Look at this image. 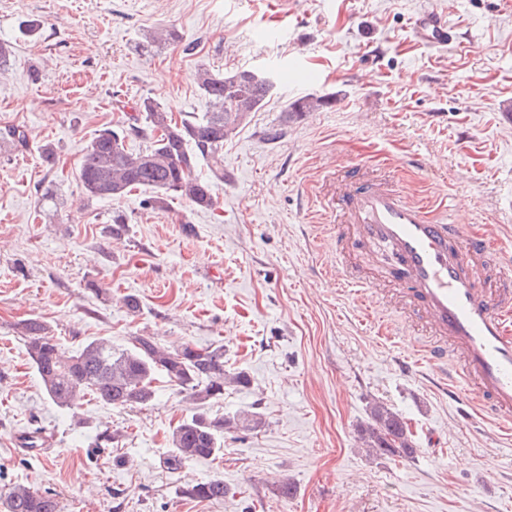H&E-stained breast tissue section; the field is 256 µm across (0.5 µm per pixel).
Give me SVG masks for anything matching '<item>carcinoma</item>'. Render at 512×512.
Listing matches in <instances>:
<instances>
[{"label":"carcinoma","instance_id":"cac0c4a2","mask_svg":"<svg viewBox=\"0 0 512 512\" xmlns=\"http://www.w3.org/2000/svg\"><path fill=\"white\" fill-rule=\"evenodd\" d=\"M182 41L178 29L161 27L150 34L148 44L171 46ZM195 82L208 100V111L186 112L176 118L171 109L145 97L126 114L124 124L99 131L86 147L79 169L88 199L116 200L141 189L149 193L146 204L153 210H166L174 198L197 210L213 209L214 186L224 181V143L265 104L274 81L253 70L221 74L200 67ZM329 104L328 98L302 97L286 111L302 115ZM132 134L147 140L148 145L128 148L126 139ZM15 329L47 397L58 408H70L88 395L114 408L149 406L156 397L153 382L158 374L173 382L179 393L194 399L199 411L172 432V448L166 458L171 470L222 454L221 435L226 429L252 431L264 426L257 412H241L229 419L207 413L206 406L224 396L225 388L250 384L246 372L224 369L222 345L184 343L170 349L151 336L137 335L123 348L98 338L70 352L51 335L50 327L36 318L17 322ZM360 440L373 455L412 458L416 454L406 423L380 402L370 406ZM186 493L202 500H222L227 488L224 479L217 477L188 487ZM0 506L4 512H59V503L51 494L23 484L1 487Z\"/></svg>","mask_w":512,"mask_h":512}]
</instances>
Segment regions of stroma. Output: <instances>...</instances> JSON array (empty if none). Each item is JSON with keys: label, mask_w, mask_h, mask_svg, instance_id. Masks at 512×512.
Instances as JSON below:
<instances>
[{"label": "stroma", "mask_w": 512, "mask_h": 512, "mask_svg": "<svg viewBox=\"0 0 512 512\" xmlns=\"http://www.w3.org/2000/svg\"><path fill=\"white\" fill-rule=\"evenodd\" d=\"M433 11L447 16L448 45L413 33ZM31 19L33 36L22 30ZM160 25L191 50L144 46ZM0 39L14 47L0 132H28L26 146L0 150V486L51 493L60 512H512V436L416 364L400 316L387 314L388 339L364 318L336 282V217L315 196L337 173L382 161L410 192L450 197L459 230L512 249V0H0ZM201 66L280 75L224 145L215 208L176 198L155 211L140 190L87 201L78 167L98 131L142 97L207 111ZM306 95L331 103L287 117ZM56 186L58 210L43 201ZM116 211L128 218L118 239ZM26 318L70 351L135 335L223 346L225 369L251 383L226 389L211 414L250 409L265 425L227 430L223 455L171 471L172 431L195 403L161 377L142 409L90 397L57 408L14 330ZM373 401L401 414L414 458L360 445ZM34 430L44 445L30 452L21 436ZM104 430L116 438L101 448ZM216 476L228 497L185 495ZM284 483L292 497L279 495Z\"/></svg>", "instance_id": "obj_1"}]
</instances>
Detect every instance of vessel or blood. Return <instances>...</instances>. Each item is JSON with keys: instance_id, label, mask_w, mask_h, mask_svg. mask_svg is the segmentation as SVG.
I'll return each instance as SVG.
<instances>
[{"instance_id": "b4317fda", "label": "vessel or blood", "mask_w": 512, "mask_h": 512, "mask_svg": "<svg viewBox=\"0 0 512 512\" xmlns=\"http://www.w3.org/2000/svg\"><path fill=\"white\" fill-rule=\"evenodd\" d=\"M414 29L427 43L448 41L442 14L419 16ZM319 203L342 216L336 230L356 248L338 283L362 303L404 313L429 362L458 359L470 398L511 432L512 268L489 270V237L463 236L447 201L412 198L382 175L337 181Z\"/></svg>"}]
</instances>
